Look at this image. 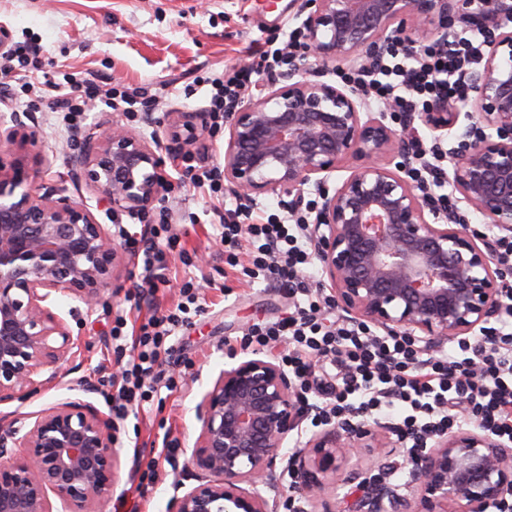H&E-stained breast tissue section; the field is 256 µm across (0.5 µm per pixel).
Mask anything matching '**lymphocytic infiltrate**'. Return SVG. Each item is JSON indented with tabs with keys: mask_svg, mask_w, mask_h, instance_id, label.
Returning <instances> with one entry per match:
<instances>
[{
	"mask_svg": "<svg viewBox=\"0 0 512 512\" xmlns=\"http://www.w3.org/2000/svg\"><path fill=\"white\" fill-rule=\"evenodd\" d=\"M303 47L301 33L294 29L282 44L266 40L255 50L254 63L224 68L211 81V123L222 125L225 113L247 92L256 91L262 77L292 64ZM481 51V42L463 35L426 43L416 55L395 43L377 67L349 71L342 78L362 90L368 106L424 112L434 101L466 96L465 74L477 65ZM92 100L115 111L150 109L139 89L73 75L58 84L49 108L62 114L73 131ZM218 218L225 265L248 280L288 288L294 299L287 317L253 323L241 344L255 351L279 348V359L312 414L311 426L343 421L354 412L390 417L398 440L417 449L469 419L512 441V324L485 328L481 335L458 340L449 351L422 356L405 337L381 336L369 325L337 319L331 296L315 284L304 218L287 202H278L273 210L239 204L219 212ZM126 245L138 269L135 292L150 306L159 288L170 282L172 259L193 263L164 210L143 225L139 236L127 237ZM197 290L194 281L183 282L182 299L174 308L149 315L135 327L129 326L127 314L116 316L112 350L127 361L120 374L110 376L104 395L114 422L125 421L132 406L152 401L160 389L175 388L162 357L168 339L189 325Z\"/></svg>",
	"mask_w": 512,
	"mask_h": 512,
	"instance_id": "f902f5d3",
	"label": "lymphocytic infiltrate"
}]
</instances>
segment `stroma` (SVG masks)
Wrapping results in <instances>:
<instances>
[{"label": "stroma", "instance_id": "stroma-1", "mask_svg": "<svg viewBox=\"0 0 512 512\" xmlns=\"http://www.w3.org/2000/svg\"><path fill=\"white\" fill-rule=\"evenodd\" d=\"M298 9L297 0H0V28L11 38L39 45L48 74L47 83L40 86L43 106L18 107L40 128L45 161L37 168L39 183L72 184L68 157L76 152L79 139L62 132L46 108L57 94L54 84L62 73H91L157 96L159 107L151 120L129 124L148 134L168 113L203 111L211 87L194 83L197 68L215 72L245 64L267 35L301 25ZM171 177L175 188L164 205L171 223L183 227L185 248L203 259L210 282L201 289L203 313L169 341L166 366L175 372L176 389L160 390L150 408L130 412L117 433L121 464L107 512H170L175 483L195 486V476L185 470L184 462L199 434L196 407L203 393L231 364L230 349L249 325L283 318L293 304L287 290L245 283L226 269L216 237L214 200L194 188L185 170L172 171ZM135 271L133 257H126L112 281L111 295L81 325L77 369L65 385L21 406V413L85 397L105 408L103 397L86 395L84 386L97 383L99 368L110 373L119 368L110 338L112 317L130 309ZM167 434L180 443L178 463L172 467L160 462L157 484L139 495L131 486V447L137 441H161ZM405 456L400 442L391 450L362 449L336 477L339 512H350L360 495L353 473L369 465L398 464Z\"/></svg>", "mask_w": 512, "mask_h": 512}]
</instances>
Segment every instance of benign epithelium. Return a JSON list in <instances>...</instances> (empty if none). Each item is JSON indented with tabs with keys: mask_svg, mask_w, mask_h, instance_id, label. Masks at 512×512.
<instances>
[{
	"mask_svg": "<svg viewBox=\"0 0 512 512\" xmlns=\"http://www.w3.org/2000/svg\"><path fill=\"white\" fill-rule=\"evenodd\" d=\"M300 12L306 60L224 117L225 190L250 201L282 194L295 209L317 196L306 235L343 318L425 353L482 331L512 292L496 262L498 240L512 236V0H302ZM455 24L485 36L465 113L440 100L396 129L357 89L326 79L380 60L396 40L415 49ZM417 120L436 133L448 193L487 231L472 230L460 210H438L410 178ZM207 136L205 112H169L148 136L102 112L72 159L76 183L139 216L173 187L160 152L178 159ZM40 144L19 113L0 114V148L12 150L0 160V406L25 404L71 374L77 338L53 303L68 297L91 312L123 259V237L85 198L36 182ZM198 418L185 462L198 485L174 496L171 512H279L294 502L306 512L359 449L392 447L389 422L359 416L314 435L275 472L302 416L292 380L270 357L222 371ZM115 433L112 416L81 399L25 421L0 410V512H105L120 465ZM403 468L402 485L372 468L358 473L355 512H490L512 493V442L464 423Z\"/></svg>",
	"mask_w": 512,
	"mask_h": 512,
	"instance_id": "1",
	"label": "benign epithelium"
}]
</instances>
